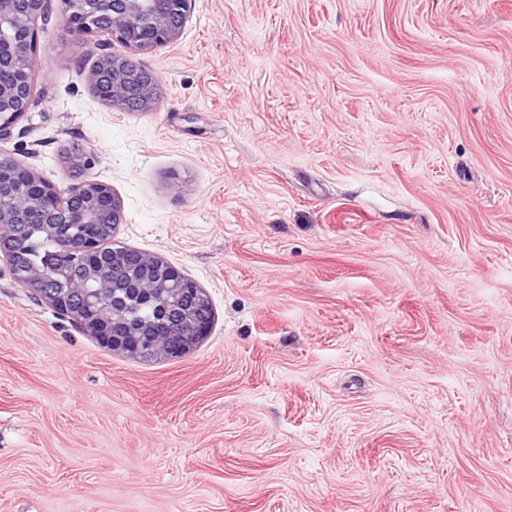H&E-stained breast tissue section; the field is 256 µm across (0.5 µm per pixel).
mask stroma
Here are the masks:
<instances>
[{"label": "stroma", "mask_w": 512, "mask_h": 512, "mask_svg": "<svg viewBox=\"0 0 512 512\" xmlns=\"http://www.w3.org/2000/svg\"><path fill=\"white\" fill-rule=\"evenodd\" d=\"M0 153L90 158L114 239L204 289L143 360L0 257V512H512V0H191L133 53L35 23ZM133 58L147 111L87 76Z\"/></svg>", "instance_id": "35a3bbf8"}]
</instances>
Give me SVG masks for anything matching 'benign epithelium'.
Wrapping results in <instances>:
<instances>
[{"label":"benign epithelium","instance_id":"benign-epithelium-1","mask_svg":"<svg viewBox=\"0 0 512 512\" xmlns=\"http://www.w3.org/2000/svg\"><path fill=\"white\" fill-rule=\"evenodd\" d=\"M191 0H112V24L110 33L119 41L138 52H146L156 46L173 42L179 37ZM70 0H63L67 27L78 34L90 36L98 32L92 22L96 0H85L81 12H73ZM26 13L36 19L43 14V0H0V44L9 48L7 57L0 58V70H17L32 75L35 67V42L33 31L24 38L12 35V24L16 15ZM138 77L137 66L127 60L118 62L111 56L103 57L99 66L88 74L90 90L96 98L111 105L127 102ZM24 86L0 80V137L8 127L28 110L30 102L25 100ZM156 83L150 80L139 84L140 108L150 109L154 99ZM18 175L26 178L32 186H42L35 196L26 193L8 194L0 185V250L15 267L14 257L26 250L21 239L13 233L16 224H56L54 212L74 197H79L78 206L71 212L67 223L83 224L87 217L86 203L91 202L102 211L121 213V203L112 187L106 183L83 177L61 189L54 184H43L27 167L15 163ZM99 246L94 235L76 240V245L67 247L64 256L69 265L82 274V279H95L99 275L97 252ZM139 282L155 284L159 281L173 282L170 298L165 300L168 318L164 330L157 332L159 339L149 342L142 338V329L129 321H121L111 314L109 304L91 301L85 310L76 312L71 297L53 292L49 288L51 279L58 273L55 266L45 267L29 276L25 287L32 289L56 310L70 315L87 334L96 337L114 351L131 356L156 355L170 359L183 358L208 334L211 321H198L188 310L181 308V297L186 286H197L192 280H183L182 274L170 265L160 264V258L146 253L140 254Z\"/></svg>","mask_w":512,"mask_h":512}]
</instances>
